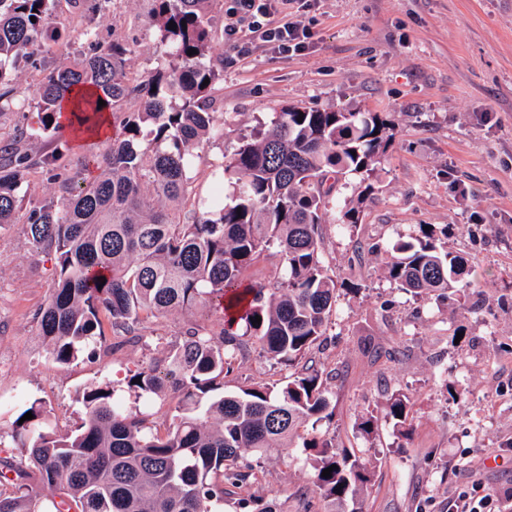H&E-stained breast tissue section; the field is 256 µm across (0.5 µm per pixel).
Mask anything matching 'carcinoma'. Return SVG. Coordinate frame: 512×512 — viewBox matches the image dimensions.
<instances>
[{
  "label": "carcinoma",
  "instance_id": "cac0c4a2",
  "mask_svg": "<svg viewBox=\"0 0 512 512\" xmlns=\"http://www.w3.org/2000/svg\"><path fill=\"white\" fill-rule=\"evenodd\" d=\"M217 2L153 0L166 64L134 75L129 47L100 41L90 24L84 36L93 40L72 64L40 59L46 38L62 37L55 10L65 4L74 13L80 0H0V112L11 102L19 64L43 67L36 125L0 141V227L25 224L33 250L56 256L51 299L38 314L49 357L70 364L108 331L134 339L151 318L210 296L224 303L220 331L195 323L182 342L127 377L142 402L137 414L108 384L83 392L84 417L66 434L38 399L0 411L24 452L18 462L0 459V477L10 485L0 489V512H221L225 486L253 476L251 459L286 448L310 457L315 491L333 506L368 481L359 459L320 430L334 415L330 373L302 361L322 343L336 309V270L324 249L333 191L348 176L375 170L389 127L376 112L287 105L230 158L208 163L219 180H232L229 201L195 192L201 143L224 136L212 96L224 59L204 61ZM192 48L196 54L187 55ZM129 101L136 108L125 112ZM106 113L115 133L73 177L60 148L27 149L51 133H85ZM34 168L63 194L24 209L18 189ZM271 249L279 257L276 287L245 282L244 272ZM385 273L413 296L453 290L465 297L476 287L463 257L432 229L395 243ZM245 336L293 373L275 385L213 395L236 369ZM170 390L174 414L154 425L150 408ZM28 411L34 419L21 421ZM406 418L407 396L393 392L384 416L366 413L357 431L368 438L385 419L406 435ZM238 506L273 512L253 494Z\"/></svg>",
  "mask_w": 512,
  "mask_h": 512
}]
</instances>
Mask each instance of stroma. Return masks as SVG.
Instances as JSON below:
<instances>
[{
  "label": "stroma",
  "instance_id": "35a3bbf8",
  "mask_svg": "<svg viewBox=\"0 0 512 512\" xmlns=\"http://www.w3.org/2000/svg\"><path fill=\"white\" fill-rule=\"evenodd\" d=\"M233 4L218 0L208 51L224 59L214 98L228 121L201 155L231 154L291 104L377 112L392 125L376 172L349 176L336 196L338 206L363 197L358 223H341L337 206L324 229L344 287L329 343L310 358L333 375L329 437L370 473L344 512H448L472 490L488 497L489 512H512V0H293L290 18L309 38L288 55L233 42L224 32ZM151 8V0H82L81 11L100 40L128 44L129 67L144 73L165 58ZM41 77L20 64L0 138L36 121ZM425 226L467 260L480 292L412 297L384 277L392 245ZM55 278L54 254L33 252L25 225L0 227V407L42 400L63 433L80 423L77 398L95 384L114 386L138 412L126 392L130 371L181 342L192 324L222 321L212 304L175 311L122 348L97 343L59 364L37 326ZM288 374L251 341L224 387ZM396 391L409 398L408 435L387 421L371 439L356 436L360 416L383 411ZM311 472L301 449L273 451L251 491L277 512H329Z\"/></svg>",
  "mask_w": 512,
  "mask_h": 512
}]
</instances>
